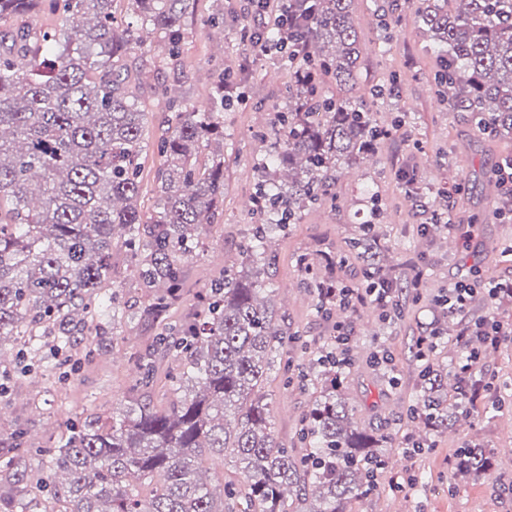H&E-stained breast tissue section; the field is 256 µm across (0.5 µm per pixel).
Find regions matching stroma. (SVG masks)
I'll return each instance as SVG.
<instances>
[{
	"instance_id": "35a3bbf8",
	"label": "stroma",
	"mask_w": 512,
	"mask_h": 512,
	"mask_svg": "<svg viewBox=\"0 0 512 512\" xmlns=\"http://www.w3.org/2000/svg\"><path fill=\"white\" fill-rule=\"evenodd\" d=\"M390 0H352V18L362 35L353 99L366 101L389 136L375 153L357 163L340 164L332 198L306 208L298 223L278 233L266 260L267 283L274 290L276 322L283 331L280 358L293 380L271 376L265 386L271 422L280 444L304 454L303 418L320 397V386L303 370L310 351L327 346L333 319L318 312L313 284L300 268L303 254H327L331 277L343 286L361 284L365 256L352 242L363 225L373 227L384 264L397 270L393 295L396 316L375 306L341 312L353 339L342 393L354 407V420L384 433L381 451L388 465L375 490L352 501L347 512H512V338L483 351L473 377L480 397L456 406L457 421L435 433L412 421L423 363L418 341L431 328L443 336L439 364L453 368L455 339L467 323L488 316V305H470L447 316L437 300L449 282L479 270L485 279L512 282V255H502L512 241V220L500 214L501 189L496 168L512 156V139H491L477 132L466 112H452L434 86L435 53L414 22V5L390 11ZM180 52L167 61L158 48L127 51L153 139L165 135L173 113L170 102L207 107L216 93L214 73L242 66L240 98L224 111V211L207 226L198 254L184 263V302L171 309L179 322L199 292L221 279L238 258L239 247L261 217L249 201L254 193V166L264 150L257 137L274 112L286 106L285 88L292 70L280 57L257 54L238 37L242 24L254 22L250 0H190ZM223 12L224 25L213 31L206 21ZM171 99L157 93L158 86ZM452 210L454 229L434 223V213ZM113 280L126 306L121 326L96 339L92 355L73 356V369L37 371L14 381L0 398V429L19 427L26 436L20 453L30 466L45 461L66 426L97 418L108 422L115 411L139 398L166 409L173 398L176 361L158 358L157 381L135 394V361L154 335L136 317L147 301L136 268L124 248L114 250ZM384 351L387 368L377 367ZM427 440L413 451L407 436ZM482 443L494 453L490 474L474 480L458 474L454 460L461 448Z\"/></svg>"
}]
</instances>
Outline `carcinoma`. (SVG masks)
<instances>
[{
  "mask_svg": "<svg viewBox=\"0 0 512 512\" xmlns=\"http://www.w3.org/2000/svg\"><path fill=\"white\" fill-rule=\"evenodd\" d=\"M351 2L283 4L302 51L288 60V111L277 113L258 163L262 173L272 169L251 198L263 224L194 317L171 324L164 315L182 299L184 262L224 202V158H200L224 138V87L209 111L174 113L157 142V207L145 221L138 200L146 113L124 57L154 32L176 55L188 0H127L121 23L112 0H0V20L37 15L47 3L57 17L52 29L0 36V367L7 341L29 339L10 360L25 375L41 366L39 337H56L59 353L80 327L101 336L117 328L126 310L112 291L115 244L135 257L149 297L141 317L160 329L139 359L137 386H153L155 355L183 360L167 409L136 403L110 424L85 421L49 451L43 477L0 453V512H286L297 491L310 499L308 512H345L346 501L372 490L376 470L387 466L382 434L352 421L320 352L309 371L329 387L304 421L301 457L278 444L262 392L281 370L282 332L264 280L272 235L329 198L341 162L359 160L386 136L366 104L319 94L327 77L355 86L361 35ZM415 23L434 43V83L448 110L470 113L483 135H512V0H417ZM373 241L366 225L353 247L371 252L367 272L376 276L385 267ZM299 263L320 285L319 263L306 255ZM423 380L413 418L446 430L448 372L429 363ZM205 451L234 459L243 484L211 489L202 478ZM491 468L489 449L459 451V473L478 479Z\"/></svg>",
  "mask_w": 512,
  "mask_h": 512,
  "instance_id": "cac0c4a2",
  "label": "carcinoma"
}]
</instances>
